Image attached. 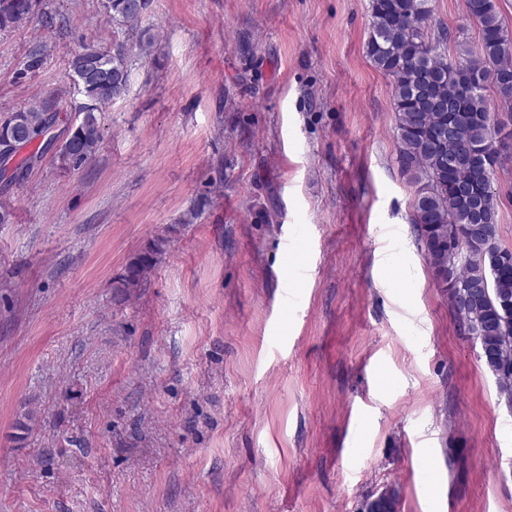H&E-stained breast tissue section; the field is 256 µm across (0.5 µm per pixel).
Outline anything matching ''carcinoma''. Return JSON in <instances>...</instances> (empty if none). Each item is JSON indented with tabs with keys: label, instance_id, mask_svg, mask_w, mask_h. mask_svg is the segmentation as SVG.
Masks as SVG:
<instances>
[{
	"label": "carcinoma",
	"instance_id": "cac0c4a2",
	"mask_svg": "<svg viewBox=\"0 0 512 512\" xmlns=\"http://www.w3.org/2000/svg\"><path fill=\"white\" fill-rule=\"evenodd\" d=\"M151 0H104V8L127 38L151 52L153 37L141 29ZM36 0H0V31L20 27ZM479 40L442 29L429 31L431 0H370L366 54L391 78L397 116L398 163L415 187L412 224L439 287L463 332L479 347V357L495 377L500 397L512 405V249L498 244L495 175L508 154L495 144L501 125L512 124V32L495 0H465ZM454 43L455 56L448 53ZM83 96L95 108L79 109L75 120L53 135L60 122L56 105L40 103L16 110L0 124L7 140L35 151L19 157L0 179L22 180L48 151L79 169L99 149V113L128 91L125 42L112 53L87 49L69 62ZM453 136H448V128ZM167 240L149 242L127 263L116 281L122 302L148 280L165 254ZM486 291L468 293L469 285ZM365 512H400L396 489L365 503Z\"/></svg>",
	"mask_w": 512,
	"mask_h": 512
}]
</instances>
